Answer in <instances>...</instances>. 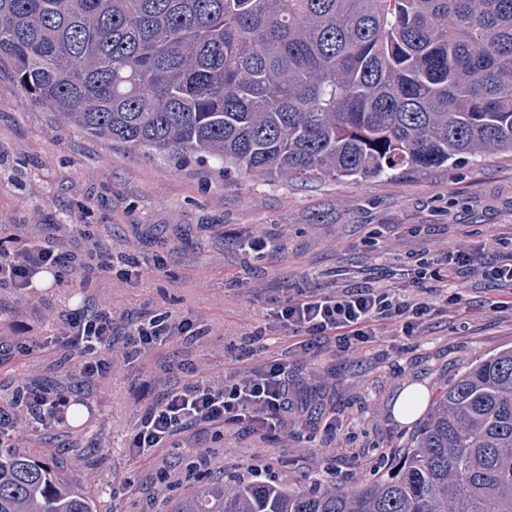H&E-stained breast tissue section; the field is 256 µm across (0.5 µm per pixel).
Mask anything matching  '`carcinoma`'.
<instances>
[{
    "mask_svg": "<svg viewBox=\"0 0 512 512\" xmlns=\"http://www.w3.org/2000/svg\"><path fill=\"white\" fill-rule=\"evenodd\" d=\"M97 139L250 176L512 154V0H0V68ZM0 512H98L0 447ZM170 512H512V348L462 372L392 477L198 482Z\"/></svg>",
    "mask_w": 512,
    "mask_h": 512,
    "instance_id": "1",
    "label": "carcinoma"
}]
</instances>
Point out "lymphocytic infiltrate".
<instances>
[{
  "label": "lymphocytic infiltrate",
  "instance_id": "1",
  "mask_svg": "<svg viewBox=\"0 0 512 512\" xmlns=\"http://www.w3.org/2000/svg\"><path fill=\"white\" fill-rule=\"evenodd\" d=\"M472 261L469 247H443L432 259H417L403 281L298 292L270 315L274 330L288 341L284 352L263 357L257 350L241 348L233 357L234 374L205 383L180 384L170 373L157 370L156 351L162 342L205 335V328L187 316L145 312L128 324L93 303L80 314L62 307L55 334L80 347L86 395H102V381L124 366L135 364L153 374L158 400L138 420L128 445L133 456L157 455L198 426L232 427L237 436L263 444L287 434L289 425L301 419L289 397V356L304 359L325 348L352 354L374 342L381 331L397 326L405 336H414L431 311L430 297L458 305L459 294L448 291V273L471 269ZM91 268L101 275L100 287L114 292L126 288L139 273L135 266L113 267L112 246L104 234L64 231L55 224H23L10 234L0 225V285L19 294L32 288L40 272L53 270L61 282L70 272ZM20 391L25 395L26 417L43 427L65 424L69 407L65 389L51 395L24 385Z\"/></svg>",
  "mask_w": 512,
  "mask_h": 512
}]
</instances>
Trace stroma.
<instances>
[{"label": "stroma", "instance_id": "35a3bbf8", "mask_svg": "<svg viewBox=\"0 0 512 512\" xmlns=\"http://www.w3.org/2000/svg\"><path fill=\"white\" fill-rule=\"evenodd\" d=\"M1 177L11 185L0 191V224L92 231L107 224L112 242L141 263V278L117 295L97 288L88 273L36 289L46 309L64 303L80 312L92 297L129 322L147 310L196 314L217 330L192 349L206 378L228 372L230 347L263 329L265 315L298 289L386 283L403 277L417 252L443 244L475 248L489 235L501 238V252H512V158L490 154L367 180L225 175L210 161L173 164L87 137L35 105L4 74ZM256 230L267 243L261 255L239 246ZM172 235L182 247L167 256L161 244ZM450 283L461 305L449 310L432 298L414 338L384 336L351 355L324 350L291 361L292 390L323 382L327 397L314 405L309 424L265 447L244 448L233 437L196 430L194 447L166 449L176 475L160 481L156 465L128 450L130 434L156 400L150 378L134 365L85 414L80 433L21 430L13 445L53 461L96 497L100 512H165L198 480L201 451L214 478L356 488L400 464L414 431L392 413L405 388L423 386L437 399L476 359L512 347V288L467 271ZM39 330L41 346L0 366V412L12 411L24 381L52 389L80 380L79 348L57 344L51 322Z\"/></svg>", "mask_w": 512, "mask_h": 512}]
</instances>
